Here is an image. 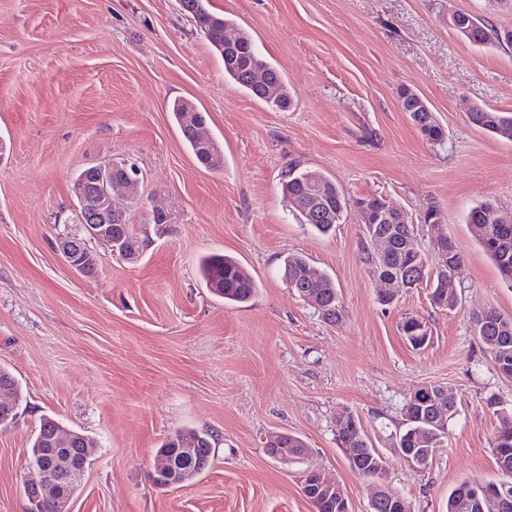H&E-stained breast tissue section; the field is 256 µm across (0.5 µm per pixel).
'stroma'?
I'll use <instances>...</instances> for the list:
<instances>
[{"instance_id": "obj_1", "label": "stroma", "mask_w": 512, "mask_h": 512, "mask_svg": "<svg viewBox=\"0 0 512 512\" xmlns=\"http://www.w3.org/2000/svg\"><path fill=\"white\" fill-rule=\"evenodd\" d=\"M233 30L248 32L283 74L291 105L254 98L180 0H0V366L20 391L15 423L0 428V512H27L29 448L41 418L92 439L73 512H315L301 490L318 469L369 512L375 491L336 440L357 417L385 461L386 484L411 512H446L449 493L494 481V397L512 406L470 319L495 307L512 317V288L474 239L469 209L492 202L512 218V140L473 125L476 104L512 112V46L476 47L448 25L465 12L512 30V0H208ZM423 95L446 136L431 145L400 108ZM192 100L224 150L210 171L193 158L169 110ZM141 171L137 196L116 207L153 244L127 263L90 242L97 272H74L55 250L78 232L72 180L108 158ZM322 173L347 209L328 236L301 223L280 182L290 165ZM382 198L412 220L418 248L434 255L424 222L462 257L458 303L430 289L385 284L364 261L372 244L358 202ZM164 209L169 224L151 222ZM238 258L259 289L229 305L201 282L199 261ZM332 277L342 318L326 323L292 293L279 268L291 254ZM425 324L412 348L405 317ZM456 400L448 441L429 466L409 465L395 435L419 386ZM185 429L211 433L208 469L185 485L150 480L162 443ZM292 433L308 455L282 462L266 451Z\"/></svg>"}]
</instances>
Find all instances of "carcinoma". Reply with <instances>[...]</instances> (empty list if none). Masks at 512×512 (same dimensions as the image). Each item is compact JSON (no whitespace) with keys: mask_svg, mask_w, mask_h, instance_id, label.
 I'll list each match as a JSON object with an SVG mask.
<instances>
[{"mask_svg":"<svg viewBox=\"0 0 512 512\" xmlns=\"http://www.w3.org/2000/svg\"><path fill=\"white\" fill-rule=\"evenodd\" d=\"M182 8L195 21L205 34L209 43L216 47L224 44V17L209 11L206 0H181ZM456 33L475 46L495 45L501 42L512 43V31L502 33L487 21L470 14H459V27ZM224 73L242 89L252 96L266 100L265 90L270 83L285 84L282 73L272 64L263 60L251 37L240 41L235 48L222 54ZM402 110L415 109L411 117L422 135L431 144L443 143V131L436 123L434 114L417 97L399 96ZM192 107L185 99L175 100L170 107L173 118L182 137L195 159L204 167L219 169L214 155L220 153L217 142L201 148L195 136L194 123L187 117ZM470 121L485 130L512 138V113L495 109L476 110L469 113ZM283 193L297 201L298 213L302 222L310 225L317 232L327 235L340 223L347 208L340 189L335 188L321 203H315L312 196L311 171L295 165L288 169L282 182ZM365 210L364 234L370 241L376 238L387 240L389 250L384 257L374 253L367 254L366 262L371 272H380L384 276H397L407 270L416 272L415 282L432 286L431 299L440 307L451 308L456 303L455 289L444 287L445 272L451 266L461 264V257L451 240H446V254L435 260L427 257L415 245L414 225L408 216L393 224H383L374 216L387 206L383 199L373 197L362 200ZM326 210L332 220L323 221L316 218L320 211ZM471 232L476 240L496 263L503 279L512 288V224H500L496 219V208L489 202H482L472 207L467 216ZM143 234L129 220L112 221V247L123 259H129L134 246L142 240ZM311 265L307 259L298 254L287 256L282 264V281L297 282L301 289L315 296V309L322 318L334 323L341 317V305L338 289L334 280L327 274L317 272L310 275ZM200 274L205 287L226 303L242 304L250 301L256 294L258 284L253 275L235 258L227 255L212 254L202 258ZM401 331L406 340L415 349H421L428 343V331L424 325L413 318H406L401 324ZM478 339L486 355L498 372L507 379H512V317L502 315L491 307L489 314L478 334ZM433 395L440 402H432L423 407L407 399L404 411V428L399 433L397 448H414L424 453L428 448H443L448 440V421L455 413L456 401L448 389L443 386H431ZM498 420L494 440L493 454L502 474V479L493 482H465L455 488L448 496L446 512H463L460 507V493L477 492L488 494L483 500L482 512H497L490 498L499 494L512 500V408L500 405L495 399L487 401ZM339 445L345 457L358 471L368 472L378 482V489L373 499L377 501L374 512H398L390 506L387 487L383 486L385 476L384 461L379 452L373 448L364 432L359 419L346 415L345 420L337 425ZM182 436L200 439L198 455L183 461L181 468L192 469L202 473L209 465L212 442L211 435L196 430H184L163 444L165 448L175 447V439ZM320 475L312 470L306 472L302 480V491L311 499L316 512H350L348 499L341 495L328 497L320 490Z\"/></svg>","mask_w":512,"mask_h":512,"instance_id":"carcinoma-1","label":"carcinoma"}]
</instances>
